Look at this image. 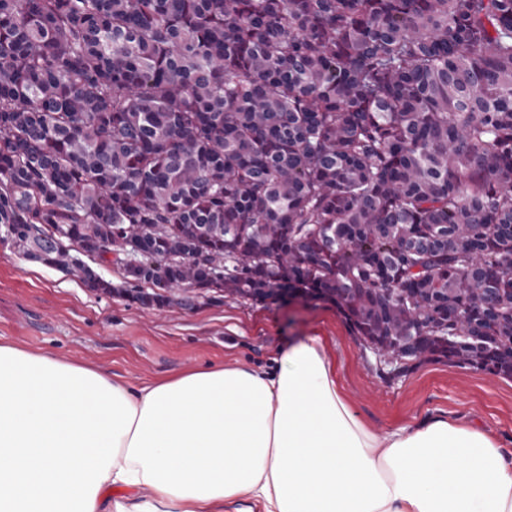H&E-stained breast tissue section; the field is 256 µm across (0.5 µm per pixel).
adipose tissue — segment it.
<instances>
[{"mask_svg":"<svg viewBox=\"0 0 512 512\" xmlns=\"http://www.w3.org/2000/svg\"><path fill=\"white\" fill-rule=\"evenodd\" d=\"M0 512H512L495 437L378 434L321 337L139 386L0 343Z\"/></svg>","mask_w":512,"mask_h":512,"instance_id":"adipose-tissue-1","label":"adipose tissue"}]
</instances>
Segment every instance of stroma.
<instances>
[{"label": "stroma", "mask_w": 512, "mask_h": 512, "mask_svg": "<svg viewBox=\"0 0 512 512\" xmlns=\"http://www.w3.org/2000/svg\"><path fill=\"white\" fill-rule=\"evenodd\" d=\"M319 336L355 414L373 431L433 417L480 425L512 457V379L428 361L402 375L364 350L332 305L297 299L255 305L231 297L188 309H147L97 295L60 269L0 245V343L82 363L131 381L161 380L191 367L266 363Z\"/></svg>", "instance_id": "1"}]
</instances>
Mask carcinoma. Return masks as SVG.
<instances>
[{"mask_svg":"<svg viewBox=\"0 0 512 512\" xmlns=\"http://www.w3.org/2000/svg\"><path fill=\"white\" fill-rule=\"evenodd\" d=\"M2 241L512 377V0H0Z\"/></svg>","mask_w":512,"mask_h":512,"instance_id":"carcinoma-1","label":"carcinoma"}]
</instances>
